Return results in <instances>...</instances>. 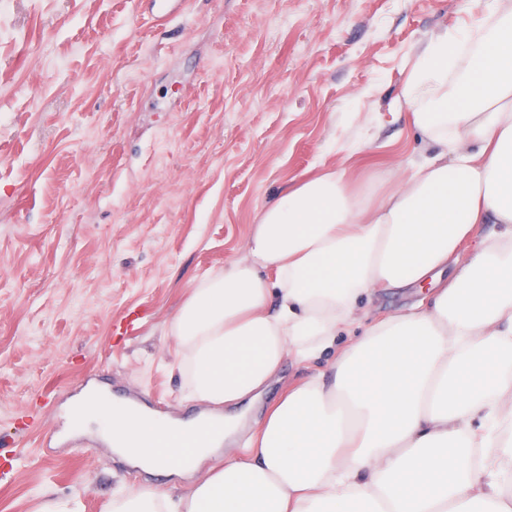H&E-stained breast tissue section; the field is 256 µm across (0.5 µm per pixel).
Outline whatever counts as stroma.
I'll list each match as a JSON object with an SVG mask.
<instances>
[{
    "mask_svg": "<svg viewBox=\"0 0 512 512\" xmlns=\"http://www.w3.org/2000/svg\"><path fill=\"white\" fill-rule=\"evenodd\" d=\"M8 0L0 10V512H109L187 490L95 433L61 445L89 379L172 418L209 411L170 371L189 287L241 255L260 209L320 166L380 187L425 148L399 96L473 0ZM365 147L349 158L337 140ZM286 361L251 409L327 370Z\"/></svg>",
    "mask_w": 512,
    "mask_h": 512,
    "instance_id": "1",
    "label": "stroma"
}]
</instances>
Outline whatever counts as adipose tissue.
I'll use <instances>...</instances> for the list:
<instances>
[{
    "mask_svg": "<svg viewBox=\"0 0 512 512\" xmlns=\"http://www.w3.org/2000/svg\"><path fill=\"white\" fill-rule=\"evenodd\" d=\"M402 102L435 153L393 169L381 196L343 168L288 188L170 321L194 399L236 405L285 359L327 351L333 376L289 388L240 451L238 418L225 415L222 443L193 459L224 462L190 493L132 490L112 512H512V0H483L463 32L437 33ZM481 224L493 232L477 237ZM425 283L412 305L368 322L375 289ZM73 419L131 463L176 473L164 423L96 395Z\"/></svg>",
    "mask_w": 512,
    "mask_h": 512,
    "instance_id": "adipose-tissue-1",
    "label": "adipose tissue"
}]
</instances>
